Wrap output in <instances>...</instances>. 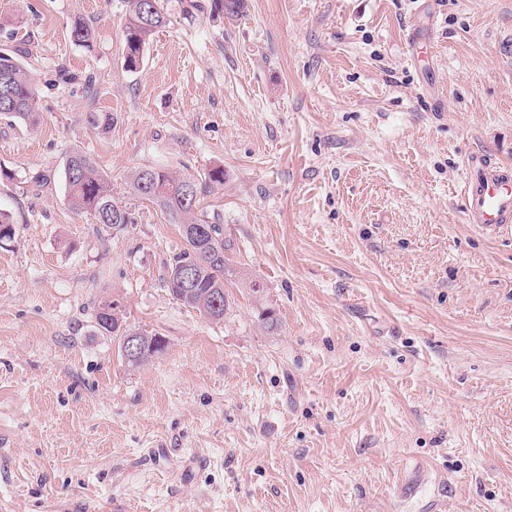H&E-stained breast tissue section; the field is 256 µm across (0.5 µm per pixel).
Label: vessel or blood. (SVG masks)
Wrapping results in <instances>:
<instances>
[{"label":"vessel or blood","instance_id":"obj_1","mask_svg":"<svg viewBox=\"0 0 512 512\" xmlns=\"http://www.w3.org/2000/svg\"><path fill=\"white\" fill-rule=\"evenodd\" d=\"M463 208L468 223L490 232L512 225V169L486 154L473 153L466 164Z\"/></svg>","mask_w":512,"mask_h":512}]
</instances>
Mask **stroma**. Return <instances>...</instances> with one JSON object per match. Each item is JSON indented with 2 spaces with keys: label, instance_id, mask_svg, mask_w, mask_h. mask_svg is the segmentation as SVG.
I'll list each match as a JSON object with an SVG mask.
<instances>
[{
  "label": "stroma",
  "instance_id": "stroma-1",
  "mask_svg": "<svg viewBox=\"0 0 512 512\" xmlns=\"http://www.w3.org/2000/svg\"><path fill=\"white\" fill-rule=\"evenodd\" d=\"M162 4L130 72L124 0H0L36 89L0 115V512H512V233L461 207L471 152L512 167V0ZM74 150L136 223L71 210ZM144 166L223 169L202 208L275 332L168 293ZM105 298L164 353L128 367Z\"/></svg>",
  "mask_w": 512,
  "mask_h": 512
}]
</instances>
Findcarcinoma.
<instances>
[{
    "mask_svg": "<svg viewBox=\"0 0 512 512\" xmlns=\"http://www.w3.org/2000/svg\"><path fill=\"white\" fill-rule=\"evenodd\" d=\"M128 9L124 25V66L135 71L143 60V53L152 36L169 24L160 0H127ZM214 7L230 18L242 14L244 0H214ZM71 38L86 47L92 45L95 31L89 24L76 20ZM35 88L19 60L11 55L0 56V114L17 121L27 122L33 118ZM92 128L108 131L112 127L110 113L89 112L85 117ZM65 179L68 188V203L77 213H88L96 223L107 227L117 224L125 226L135 223L131 207L118 201L112 185L99 169L95 159L83 152L71 153L65 164ZM224 183V170L213 168L199 177L182 178L171 173L143 167L130 177L128 192L131 196L153 203L172 224H201L207 231L197 237L183 236V248L170 257L167 267L183 262L196 266L198 293L192 299L178 295L177 285L166 281L170 295L182 304L197 310L200 315L216 314L219 318L230 311L231 297L226 286L244 283L249 294L260 308L259 318L263 326L274 331L278 320L272 308L263 306L265 289L255 280L243 282L239 265L227 253L228 246L221 224H211L200 209L204 199L214 186Z\"/></svg>",
    "mask_w": 512,
    "mask_h": 512,
    "instance_id": "obj_1",
    "label": "carcinoma"
}]
</instances>
